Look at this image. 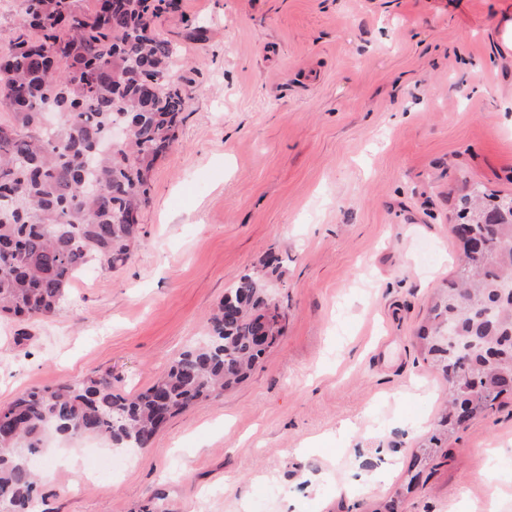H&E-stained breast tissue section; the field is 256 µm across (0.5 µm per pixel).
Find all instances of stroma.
<instances>
[{
	"label": "stroma",
	"mask_w": 512,
	"mask_h": 512,
	"mask_svg": "<svg viewBox=\"0 0 512 512\" xmlns=\"http://www.w3.org/2000/svg\"><path fill=\"white\" fill-rule=\"evenodd\" d=\"M512 0H175L186 101L131 259L50 317L0 321V407L63 379L132 396L278 258L283 332L223 396L45 512H512V394L446 432L418 332L456 277L465 185L512 196Z\"/></svg>",
	"instance_id": "obj_1"
}]
</instances>
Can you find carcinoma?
Listing matches in <instances>:
<instances>
[{
	"label": "carcinoma",
	"instance_id": "1",
	"mask_svg": "<svg viewBox=\"0 0 512 512\" xmlns=\"http://www.w3.org/2000/svg\"><path fill=\"white\" fill-rule=\"evenodd\" d=\"M171 0H21L20 27L0 61V317L56 313L89 269L128 262L140 242L148 179L177 141L185 101L170 82L171 43L153 29ZM126 141L99 152L112 127ZM496 196L464 194L457 217L482 209L489 254L469 256L457 287L441 294L419 334L448 381L452 405L475 384L473 411L493 407L512 385V209ZM209 319L204 344L183 352L152 386L128 398L106 379L64 380L17 397L0 415V512H42L34 457L44 437L96 436L113 448H148L163 415L220 396L247 376L265 349L259 310L278 307L268 277L246 273ZM459 328L454 341L438 326Z\"/></svg>",
	"mask_w": 512,
	"mask_h": 512
}]
</instances>
